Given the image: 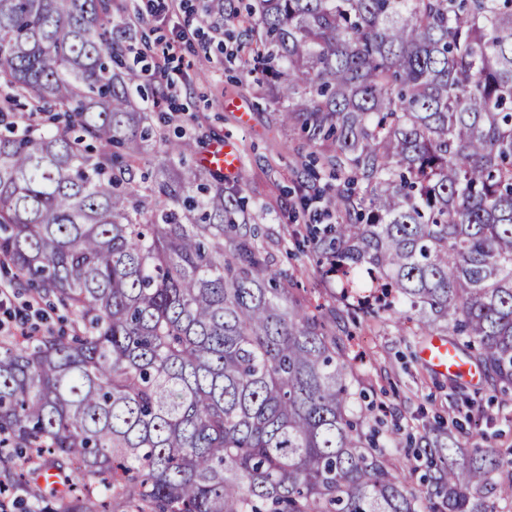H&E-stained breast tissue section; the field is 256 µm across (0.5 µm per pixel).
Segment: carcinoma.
I'll return each mask as SVG.
<instances>
[{
  "instance_id": "cac0c4a2",
  "label": "carcinoma",
  "mask_w": 512,
  "mask_h": 512,
  "mask_svg": "<svg viewBox=\"0 0 512 512\" xmlns=\"http://www.w3.org/2000/svg\"><path fill=\"white\" fill-rule=\"evenodd\" d=\"M236 21L306 176L320 264L376 283L422 336L512 390V0H210ZM112 0H0V267L69 327L0 342V476L63 490L14 512H497L478 448H419L418 491L354 415L347 363L280 286L224 176L157 136L112 66ZM153 153L160 170L144 169Z\"/></svg>"
}]
</instances>
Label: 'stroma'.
<instances>
[{
	"instance_id": "35a3bbf8",
	"label": "stroma",
	"mask_w": 512,
	"mask_h": 512,
	"mask_svg": "<svg viewBox=\"0 0 512 512\" xmlns=\"http://www.w3.org/2000/svg\"><path fill=\"white\" fill-rule=\"evenodd\" d=\"M205 2L182 0L175 10L138 22L136 0H114V34L131 43L126 62L135 72L153 64L139 58L143 44H178L165 64L174 82L167 98L148 96L142 106L162 130L192 132L191 164H199L213 143H235L241 174L226 185L248 200L257 243L271 267L293 274L294 298L317 315L335 311L329 330L345 353L347 381L365 428L397 432L389 445L393 467H418L414 446L433 447L451 437L466 449L511 452L512 391H496L481 371L472 379L434 371L420 355L423 337L398 330V314L371 317L344 307L340 283L317 265L304 223L292 218L301 196L315 188L301 175L312 151L307 134L300 126L281 124L260 72L229 62L224 48L232 40L203 22Z\"/></svg>"
}]
</instances>
